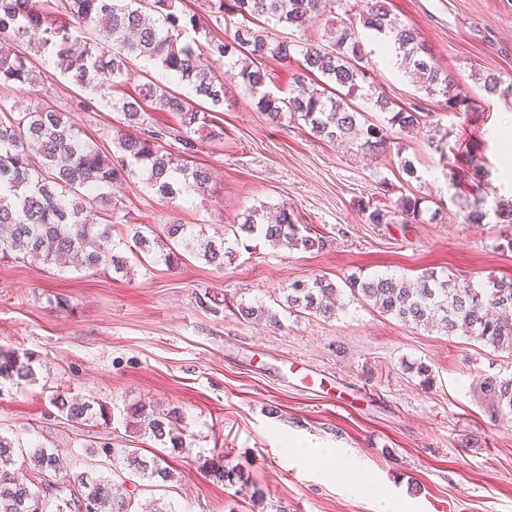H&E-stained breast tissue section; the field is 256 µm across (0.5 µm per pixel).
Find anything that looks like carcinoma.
Segmentation results:
<instances>
[{
  "label": "carcinoma",
  "instance_id": "1",
  "mask_svg": "<svg viewBox=\"0 0 512 512\" xmlns=\"http://www.w3.org/2000/svg\"><path fill=\"white\" fill-rule=\"evenodd\" d=\"M211 14L202 20L178 9L177 0H0V34L13 39L15 47L0 49V84H34L41 78L31 53L19 45L32 32L41 33L34 52L51 58L61 73L80 88L98 91L128 76L129 62L144 58L190 86L198 98L212 107L224 105V86L234 83L273 122L289 117L309 124L318 136L341 140L372 154L386 152L398 135L419 125L418 110L398 108L382 92L364 89L368 76L362 65L359 29L389 38L396 57L413 68L420 88L428 94L447 96L448 109L466 110L477 104L462 93L455 78L428 53L416 28L391 16L383 0H362L356 15L335 24L321 43L275 40L262 22L304 31L326 13V0H212ZM239 15L232 36H216L219 27ZM86 30H102L108 44L82 41ZM194 36L186 38L187 31ZM299 53V71L288 96L266 90L269 74L262 61L288 62ZM224 63L218 73L212 63ZM322 76L312 83L309 76ZM375 108L387 114L386 123L369 122L364 111L350 103L359 91ZM178 117V126L150 129L144 126L142 103ZM106 105L123 114L126 128L117 130L121 156L90 145L80 131L51 106L16 113L0 104V258H27L40 265L63 264L92 272L127 270V258L115 251V225L105 208L117 202L104 192L114 182L141 175L145 185L161 199L173 203L185 195L207 190L211 173L190 161L193 154L221 132L206 120L195 103L154 82L139 86L137 96L106 99ZM181 145L177 153L165 143ZM481 188L466 201L464 219L479 223L485 217ZM371 224H393L395 215L411 224L422 218L421 199L400 197L395 207L364 206ZM233 238L215 242L188 231L183 224H168L160 236L150 237L134 228L132 242L138 252L173 268L184 252L202 257L218 270L230 247L241 237L260 236L272 247L321 249L319 237L300 234L294 217L285 209L271 214L267 206L254 207L229 228ZM351 292L380 313L415 327L435 328L450 336H470L497 350L512 352V279H491L476 285L467 279L441 277L424 270L415 281L394 276L354 277ZM340 289L324 277L295 280L286 289L285 306L309 316L330 317ZM239 312L256 322L272 325L279 319L262 303L242 306ZM32 356L15 347L0 346V382L35 381ZM499 407L512 419V379L491 387ZM54 405L70 422L82 424L97 415L111 420L110 408L94 410L93 402L57 395ZM128 425L136 432L167 440L173 449L184 448L182 416L170 411L156 416L144 404L129 408ZM25 453L31 466H16L17 453ZM90 456L112 459V471L124 466L131 474L155 482L174 480L173 470L156 459L147 462L128 448L110 442L92 447ZM214 478L234 483L241 480L237 466L212 458L203 459ZM52 480L59 485L49 498L53 512H72L71 501L81 496L97 506V512H134V491L115 495L113 475L95 470L77 471L64 465L60 456L46 448L25 452L20 442L0 435V512H46L40 493Z\"/></svg>",
  "mask_w": 512,
  "mask_h": 512
}]
</instances>
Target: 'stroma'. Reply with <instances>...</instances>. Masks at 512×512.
Masks as SVG:
<instances>
[{"label": "stroma", "instance_id": "obj_1", "mask_svg": "<svg viewBox=\"0 0 512 512\" xmlns=\"http://www.w3.org/2000/svg\"><path fill=\"white\" fill-rule=\"evenodd\" d=\"M414 25L436 62L452 72L474 112L449 111L444 96L417 89L388 59L371 32L360 40L377 91L421 108L418 129L403 135V155L417 178L399 169L395 152L366 158L318 138L304 121L272 123L238 87L211 113L221 140L197 153L213 174L205 193L170 205L133 178L115 187L114 242L130 227L163 231L185 224L217 240L260 205L287 206L302 234L323 238L319 251L238 248L215 270L196 256L172 269L130 255V274L36 267L0 260V345L30 352L36 381L0 385V435L24 447L44 446L82 463L86 445L112 442L145 460L163 459L175 479L145 483L135 505L165 502L174 512H375L367 496L339 485L321 448L357 457L397 512H512V422L495 411L490 381L512 379V355L466 336L416 328L352 297L348 278L387 274L412 279L423 270L476 281L512 279V224L496 211L512 205V0H387ZM35 85H0V102L17 112L51 105L84 139L116 153L123 116L89 98L53 62L36 56ZM495 74L487 94L476 73ZM154 81L184 96L191 88L152 62L134 60L114 95H134ZM478 157L484 169L469 164ZM480 184L486 217L465 221L459 209ZM418 197L417 224H372L362 203L394 205ZM323 275L340 288L336 316L287 312L292 281ZM223 297L219 311L201 303ZM262 302L277 313L272 327L245 319L240 306ZM300 360L342 384L363 385L337 399L325 386L282 378L280 362ZM428 365L423 387L409 364ZM79 396L110 406L102 426L76 424L51 399ZM143 402L184 416L181 450L126 426V408ZM311 446L309 456L291 447ZM227 457L241 481L214 480L199 457Z\"/></svg>", "mask_w": 512, "mask_h": 512}]
</instances>
